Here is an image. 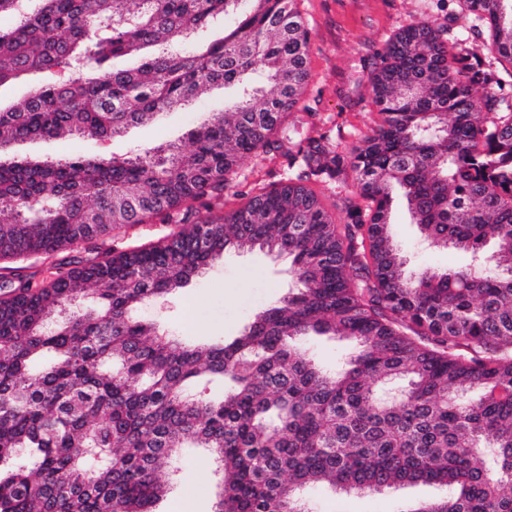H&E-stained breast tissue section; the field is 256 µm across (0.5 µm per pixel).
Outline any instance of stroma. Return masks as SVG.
I'll return each mask as SVG.
<instances>
[{
	"mask_svg": "<svg viewBox=\"0 0 512 512\" xmlns=\"http://www.w3.org/2000/svg\"><path fill=\"white\" fill-rule=\"evenodd\" d=\"M311 30L308 56L310 80L296 113L304 120V137L327 133L340 151L351 152L379 120L369 90V75L385 41L401 28L430 16L445 29L448 39L472 47L485 42V26L465 19L459 0H297ZM224 108V90L217 87L186 109L163 114L149 125L130 127L108 141L34 140L21 143L20 153L63 158L70 154L109 155L145 151L158 144L186 142L188 132L211 113ZM288 175L285 158L268 154L245 158L238 176L224 193L225 209L239 205V193L270 187ZM392 232L401 245L409 270L426 266L457 268L469 258L455 250H433L420 244L404 202L394 199ZM297 276L288 256L260 250L230 253L217 260L178 294L146 303L140 319L201 343L239 335L254 315L297 288ZM179 472L157 512H212L216 477L203 449H184ZM445 488L404 486L381 493H341L321 486L306 490L312 512H403L407 503L435 500Z\"/></svg>",
	"mask_w": 512,
	"mask_h": 512,
	"instance_id": "obj_1",
	"label": "stroma"
}]
</instances>
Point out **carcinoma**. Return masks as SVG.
<instances>
[{
	"mask_svg": "<svg viewBox=\"0 0 512 512\" xmlns=\"http://www.w3.org/2000/svg\"><path fill=\"white\" fill-rule=\"evenodd\" d=\"M460 3L512 64V0ZM0 14L14 19L0 86L139 58L0 111L1 155L113 139L243 88L185 147L0 162V512H156L185 448L218 476L214 512H304L309 486L418 483L448 495L406 512H512V72L422 18L378 53L379 123L346 155L293 135L310 46L296 0H0ZM228 17L222 38L197 40ZM270 153L288 178L224 210L240 162ZM351 174L359 194L338 221L306 182ZM395 190L428 245L471 263L410 274ZM150 219L177 230L112 246ZM254 249L291 256L300 287L233 340L188 345L135 316ZM40 257L47 275L26 264ZM307 336L358 349L330 372Z\"/></svg>",
	"mask_w": 512,
	"mask_h": 512,
	"instance_id": "carcinoma-1",
	"label": "carcinoma"
}]
</instances>
